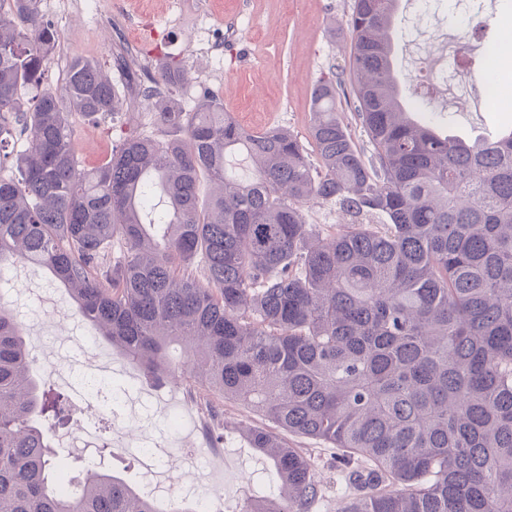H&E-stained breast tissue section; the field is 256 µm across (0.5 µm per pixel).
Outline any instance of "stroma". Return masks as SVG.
<instances>
[{
  "label": "stroma",
  "instance_id": "stroma-1",
  "mask_svg": "<svg viewBox=\"0 0 512 512\" xmlns=\"http://www.w3.org/2000/svg\"><path fill=\"white\" fill-rule=\"evenodd\" d=\"M175 0H79L70 12L52 19L57 48L47 68L45 86L56 93L65 89L69 59L81 55L99 61L105 76L115 84L124 108L114 122L94 123L80 113L71 116L74 140L82 168L101 164L123 132L153 130L146 100L139 87L144 74L122 66L124 45L120 39L98 42L96 32L102 23L129 20L148 37L163 46H172L174 57L186 70L184 84L196 78L205 88L219 95L224 109L240 124L255 130L279 125L306 138L311 121L313 91L329 72L349 68L350 34L345 25L352 0H206L201 14L174 6ZM482 7L486 18L481 35L470 26V10ZM434 17L417 21L412 14L399 12L394 34L397 77L402 87L413 84L411 72L419 65L420 52L432 37L450 35L464 52V74L474 86L473 99L454 101L442 91L426 100L407 98L408 110L424 113L438 132L467 139L493 138L512 127V109L505 110L485 97L490 81L512 79V56L499 65L486 67L483 55L501 26L512 25V0H434ZM229 33L222 58H214L203 41H191L195 30ZM160 51L144 54L157 63ZM185 91L178 101L183 111H192L194 99ZM11 280L10 306L23 326L28 349L37 358L33 373L55 391L71 394L81 373V360L99 358L111 365L119 391L116 412L140 416L139 388L152 392L154 406L135 435L105 419L97 402H90L80 419L101 423L99 438L112 441L107 465L114 473L136 487L147 482L207 485L210 497L223 503L228 512H241L247 500L261 496L277 483L269 458L250 448L244 432L262 425L260 416L244 406L224 400L203 387L200 378L177 376L162 381L146 378L134 365L99 335L96 327L84 321L71 294L47 270L15 262L0 272ZM218 408L212 421V441L219 451L202 454L198 434L182 426V417L194 414L203 405ZM150 443L156 454L154 467L130 456L131 438ZM290 447L302 449L327 480L322 499L309 512H340L356 495L337 460L338 449L322 442L288 436Z\"/></svg>",
  "mask_w": 512,
  "mask_h": 512
}]
</instances>
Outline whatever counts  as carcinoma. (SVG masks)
<instances>
[{
	"instance_id": "obj_1",
	"label": "carcinoma",
	"mask_w": 512,
	"mask_h": 512,
	"mask_svg": "<svg viewBox=\"0 0 512 512\" xmlns=\"http://www.w3.org/2000/svg\"><path fill=\"white\" fill-rule=\"evenodd\" d=\"M398 8L353 0L349 72L313 95L317 161L286 127L241 126L214 94L186 115L185 70L165 62L150 102L165 138L130 131L84 171L71 112L113 120L118 90L79 56L66 97L41 87L55 32L38 0H0V270H49L146 373L200 368L222 398L339 449L359 491L341 512H512V129L468 143L405 111ZM338 78L365 145L336 112ZM232 154L249 181L228 172ZM204 178L223 191L202 202ZM310 201L350 222L325 234ZM31 362L0 304V512H164L103 467L106 441L72 482L49 440L70 414ZM247 438L280 487L243 512H309L322 494L311 460L270 428Z\"/></svg>"
}]
</instances>
